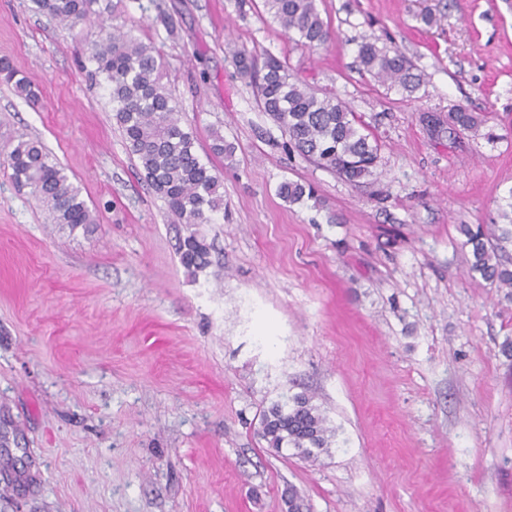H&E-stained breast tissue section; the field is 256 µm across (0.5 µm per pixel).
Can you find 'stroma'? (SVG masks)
<instances>
[{
  "label": "stroma",
  "instance_id": "35a3bbf8",
  "mask_svg": "<svg viewBox=\"0 0 512 512\" xmlns=\"http://www.w3.org/2000/svg\"><path fill=\"white\" fill-rule=\"evenodd\" d=\"M109 2L159 51L198 152L214 127L232 143L224 210L192 228L146 185L80 66L96 28L0 0V58L40 98L0 80V158L38 140L98 216L56 224L0 167V512H288L293 492L309 512H512V288L470 272L458 230L512 199V0H317L335 37L313 49L263 0ZM365 40L398 46L420 90L365 73ZM239 51L346 102L381 143L373 176L286 150ZM460 105L479 131L432 135L424 116ZM286 180L318 202L285 201ZM286 390L337 430L317 459L257 435ZM181 264L191 274L203 271L208 264L209 246L203 237L190 233L179 241Z\"/></svg>",
  "mask_w": 512,
  "mask_h": 512
}]
</instances>
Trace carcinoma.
<instances>
[{
    "instance_id": "obj_1",
    "label": "carcinoma",
    "mask_w": 512,
    "mask_h": 512,
    "mask_svg": "<svg viewBox=\"0 0 512 512\" xmlns=\"http://www.w3.org/2000/svg\"><path fill=\"white\" fill-rule=\"evenodd\" d=\"M36 2L39 9L62 25L73 27L88 20L95 23L98 34L89 45L88 60L94 65V74L106 83L114 118L131 154L138 159L147 184L181 223H210L211 214L224 209L221 174L197 152L193 130L182 126L178 101L163 83L156 48L115 25L110 7L102 5L101 0ZM263 3L282 31L290 38L297 37L302 45L312 48L331 38L317 0ZM358 58L375 80L410 96L422 84V76L414 72L412 62L395 47L379 49L363 42ZM0 75L13 84L18 96L29 101L37 98L31 85L17 77L5 59H0ZM256 87L260 107L287 138L285 147L353 185L373 175L380 145L344 102L310 89L273 56L265 58ZM477 125L478 116L468 107L459 106L453 112L452 126L472 130ZM210 140L209 151L215 157L234 150L224 141L219 128L211 129ZM4 163L16 182L34 189L38 200L52 213L54 223L86 231L97 223V216L81 197L80 189L39 142L19 137ZM279 194L290 203L317 200L313 187L298 181L283 182ZM459 231L465 237L463 246L469 248L470 270L491 285L512 288V264L501 258L505 245H512V222L497 225L491 234L480 224H461ZM178 250L181 264L192 274L209 264V246L195 233L181 239ZM335 434L327 417L313 404V396L306 392L295 393L264 409L257 431L274 453L293 448L304 459L328 451Z\"/></svg>"
}]
</instances>
